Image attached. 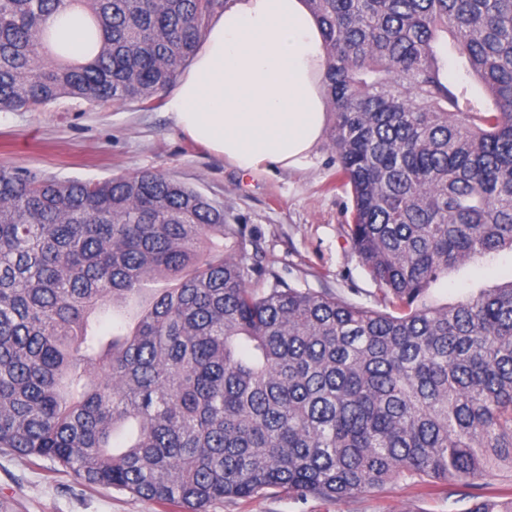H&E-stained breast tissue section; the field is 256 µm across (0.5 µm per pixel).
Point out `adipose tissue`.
I'll return each instance as SVG.
<instances>
[{"mask_svg":"<svg viewBox=\"0 0 512 512\" xmlns=\"http://www.w3.org/2000/svg\"><path fill=\"white\" fill-rule=\"evenodd\" d=\"M89 16L70 6L45 28L84 63ZM323 31L305 0H229L214 14L166 110L184 134L244 172L304 167L326 125Z\"/></svg>","mask_w":512,"mask_h":512,"instance_id":"ef3b65f1","label":"adipose tissue"}]
</instances>
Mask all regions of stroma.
Returning <instances> with one entry per match:
<instances>
[{
  "label": "stroma",
  "mask_w": 512,
  "mask_h": 512,
  "mask_svg": "<svg viewBox=\"0 0 512 512\" xmlns=\"http://www.w3.org/2000/svg\"><path fill=\"white\" fill-rule=\"evenodd\" d=\"M137 103L88 104L69 98L37 109L0 111V167L44 178L102 180L145 171L174 175L224 206L227 223L247 241V266L291 286L329 289L379 308L373 281L354 252L348 226L353 200L342 186L336 155L322 139L301 170L245 173L179 131L165 109ZM512 279V252L450 271L430 291L453 303ZM0 503L11 512H161L154 502L112 490H88L43 458L0 454ZM467 499L402 483L354 500L287 494L225 500L212 512H466Z\"/></svg>",
  "instance_id": "stroma-1"
}]
</instances>
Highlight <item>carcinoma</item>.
<instances>
[{
  "label": "carcinoma",
  "mask_w": 512,
  "mask_h": 512,
  "mask_svg": "<svg viewBox=\"0 0 512 512\" xmlns=\"http://www.w3.org/2000/svg\"><path fill=\"white\" fill-rule=\"evenodd\" d=\"M80 1V66L43 22ZM321 24L349 238L379 311L282 277L249 282L224 205L158 172L0 169V452L86 487L210 512L286 493L467 489L512 512V279L454 304L448 271L512 251V0H306ZM227 0H0V110L62 97L148 107ZM492 101L448 81L440 37Z\"/></svg>",
  "instance_id": "carcinoma-1"
}]
</instances>
